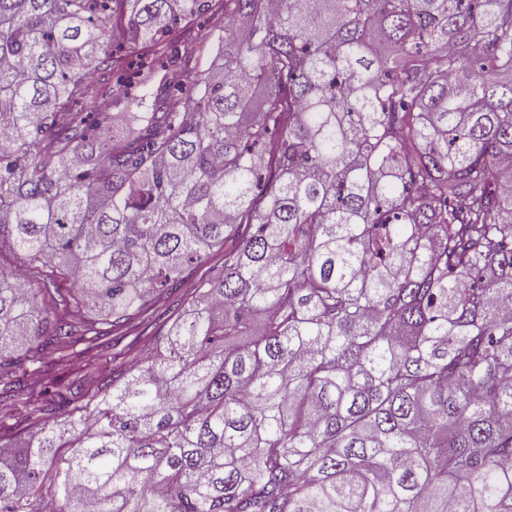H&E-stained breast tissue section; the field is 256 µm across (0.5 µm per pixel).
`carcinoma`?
<instances>
[{
    "label": "carcinoma",
    "instance_id": "carcinoma-1",
    "mask_svg": "<svg viewBox=\"0 0 512 512\" xmlns=\"http://www.w3.org/2000/svg\"><path fill=\"white\" fill-rule=\"evenodd\" d=\"M2 250L3 512H512V0H0ZM223 256L224 252L222 251L214 252L208 262L195 269L192 275L189 276V279L185 281L181 289L173 293L165 305L160 304L153 309L148 317L145 318V321L139 323V328L135 333H132L131 336L125 338L122 344L134 340L135 336H142L140 342L137 344L138 347H142L150 336L157 335L160 332L163 322L168 316V313H166L165 310L169 304L174 303L176 306V304L179 303L180 307L184 304L186 305L187 301L191 298L190 292L191 288H193L194 282L200 277L208 276L210 274L209 270L212 268H220L223 263Z\"/></svg>",
    "mask_w": 512,
    "mask_h": 512
}]
</instances>
